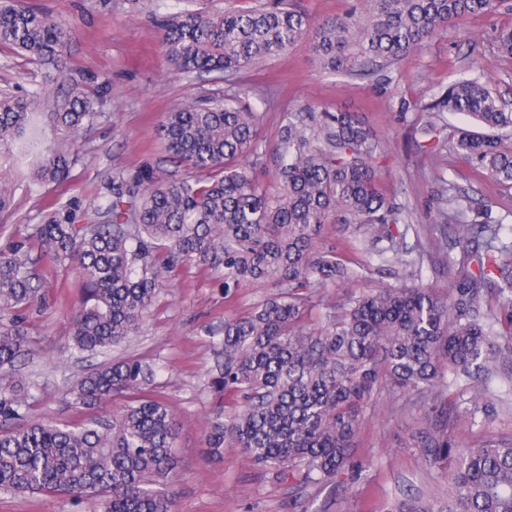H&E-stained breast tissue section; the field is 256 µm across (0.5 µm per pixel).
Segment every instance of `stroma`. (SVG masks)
<instances>
[{"label":"stroma","mask_w":512,"mask_h":512,"mask_svg":"<svg viewBox=\"0 0 512 512\" xmlns=\"http://www.w3.org/2000/svg\"><path fill=\"white\" fill-rule=\"evenodd\" d=\"M19 2L45 10L74 28L69 67L108 76L112 87L98 105L93 124L81 133L80 159L71 179L39 187L30 182L27 167L17 165L0 176V184L9 188L12 197L10 209L0 214L2 249L71 198L95 209L103 201L105 184L116 173L132 176L147 168L164 181L189 177V169L174 162L160 138L167 112L195 96L234 94L242 83L251 86V103L262 115L258 127L262 154L257 160L261 175L274 170V147L285 113L305 108L345 110L363 118L379 142V188L406 209L404 223L394 225L393 234L419 260L423 281L437 292L446 293L448 264L462 257L461 250L435 227L437 212L447 206L449 195H457L465 207L491 201L493 219L512 227V188L477 170L455 149L459 131L473 126L468 116L442 114L443 147L431 155L416 149L426 119L424 105L455 79L479 80L512 101V58L500 52L496 40L499 30L512 24V0H505L507 8L500 14L470 17L463 27H448L440 38L380 68L362 73L323 68L304 39L262 70L230 81L172 75L156 26L157 16L173 7L214 12L223 10L226 0ZM43 82L37 66L0 52V86L21 93ZM367 238L365 229L355 224L324 227L320 244L366 263L361 278L347 288L325 290L326 301L402 285L397 263L376 257L365 260L361 248ZM35 268L46 301L31 318L34 347L23 368L30 382V414L59 424L78 423L92 412L78 408L70 390L100 364L96 358L75 360L70 352L73 304L82 284L70 264L43 258ZM271 292L269 285L250 284L228 300L214 272L178 267L139 332L117 352L118 357L138 358L153 366L156 391L178 424L174 512H292L289 503L294 498L308 512H389L395 501L409 494L443 500L449 468L429 465L422 449L410 445L424 425L421 413L407 396L384 387L366 409L357 434L353 458L365 466L360 480L298 491L290 482L254 467L232 444H225L222 454L211 452L208 423L224 405L222 394L212 386L219 372L215 334L225 316L247 314ZM452 434L465 447L477 446L489 435H512V399H507L492 424L459 421ZM0 512H88V507L66 495L0 491Z\"/></svg>","instance_id":"stroma-1"}]
</instances>
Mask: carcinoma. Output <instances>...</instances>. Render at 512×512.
I'll return each mask as SVG.
<instances>
[{
  "label": "carcinoma",
  "mask_w": 512,
  "mask_h": 512,
  "mask_svg": "<svg viewBox=\"0 0 512 512\" xmlns=\"http://www.w3.org/2000/svg\"><path fill=\"white\" fill-rule=\"evenodd\" d=\"M504 0H369L363 20L315 22L266 0L221 13L177 10L162 16L161 45L171 73L236 75L253 71L315 30L323 67L356 69L395 61L468 16H494ZM73 30L47 14L0 0V51L44 67L60 89L0 90V163L25 159L33 184L64 182L78 161L73 145L97 116L106 76L68 66ZM238 87L237 103L191 99L166 115L161 136L177 161L204 180L160 182L149 171L112 179L104 221L71 201L0 251V370L30 355L27 313L43 296L31 270L35 249L72 264L83 285L71 326L78 354H106L138 332L167 273L195 265L220 275L224 298L247 284L278 289L246 315L224 317L215 380L230 411L210 423L208 442L229 441L261 470L298 488L318 486L364 466L351 450L363 409L380 380L414 394L427 427L414 437L434 461L454 458L447 502L415 497L395 512H512V437L462 448L450 416L488 424L496 412L489 380L512 377V227L461 219L455 196L438 210L453 225L463 259L444 296L414 279L415 260L394 241L402 210L377 188L378 143L356 112H290L275 149L274 185L241 159L259 153L260 113ZM434 112L464 113L483 131L462 130L457 150L495 181L512 186V108L474 79L450 85ZM51 132L52 139L45 138ZM327 224H361L389 245L413 284L380 288L327 306V325L308 323L323 288L358 277L334 247L318 244ZM502 300L493 317L486 295ZM155 371L137 359L107 362L84 376L75 404L101 408L123 392L109 416L60 425L29 420L27 387L0 386V491L67 495L89 512H173L176 428L154 390Z\"/></svg>",
  "instance_id": "carcinoma-1"
}]
</instances>
